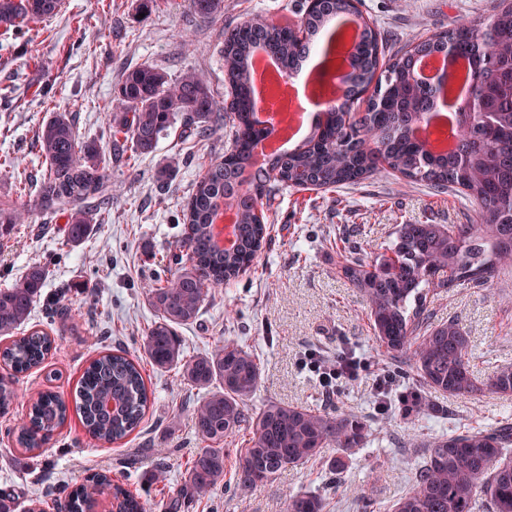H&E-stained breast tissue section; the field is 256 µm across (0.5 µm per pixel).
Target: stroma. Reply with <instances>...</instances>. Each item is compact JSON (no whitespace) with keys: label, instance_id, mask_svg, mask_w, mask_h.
<instances>
[{"label":"stroma","instance_id":"35a3bbf8","mask_svg":"<svg viewBox=\"0 0 512 512\" xmlns=\"http://www.w3.org/2000/svg\"><path fill=\"white\" fill-rule=\"evenodd\" d=\"M303 0H223L215 20L200 19L189 0H160L142 13L140 0H66L57 17L31 24L28 32L0 29V202L29 209L0 248V287L18 279L29 265H48L44 298L29 322L54 339L43 366L19 376L21 404L50 389L72 400L84 368L100 355L122 349L141 355L142 336L154 316L145 285L169 260L183 233L182 206L201 164L222 160L223 129L204 138L163 136L155 152H126L113 164L105 218L92 238L74 248L66 241L68 208L45 210L35 195L20 196V181L38 183L47 165L36 134L50 112L68 113L80 138L107 143L113 91L123 73L140 64L171 75L199 72L216 98L225 93L220 61L225 26L261 15L277 24L297 20ZM497 0H359L369 22L384 30L390 47L426 38L449 27L490 19ZM171 168L167 183L157 173ZM273 230L256 263L236 284L216 292L199 320L181 327L187 355L233 341L261 362L259 387L250 403L270 402L326 412H352L366 420L370 442L341 453L326 449L320 458L278 473L271 482L241 492L225 480L188 512H286L290 497L311 492L326 498L330 512H365L350 490L365 488L374 507H390L407 489L423 443L467 428L489 430L512 415V400L490 391L471 396L443 395L420 387L411 365L393 373L388 412L375 408L377 377L393 372L378 350L365 299L342 271L343 248L356 247L368 262L381 257L401 224H470L475 203L453 194L435 195L427 186L397 177L375 176L334 192L285 190L264 204ZM71 310L63 323L47 318V301ZM434 325L457 321L471 341L469 366L478 381L512 367V275L483 287L460 284L428 295ZM327 356L349 350L367 371L325 395L300 367L305 351ZM151 402L140 428L106 444L86 435L78 415L34 452L13 435L22 411L0 415V494H12L17 512L37 504L42 512H63L72 488L91 473L110 471L114 482L153 504L175 492L186 463L199 449L191 423L197 389L176 371L145 370ZM167 449L158 461L156 449ZM164 464L165 478L151 473ZM339 469L340 481L327 487L325 474Z\"/></svg>","mask_w":512,"mask_h":512}]
</instances>
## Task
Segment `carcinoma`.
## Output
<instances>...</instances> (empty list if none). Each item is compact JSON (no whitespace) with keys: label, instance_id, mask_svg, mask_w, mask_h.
Segmentation results:
<instances>
[{"label":"carcinoma","instance_id":"1","mask_svg":"<svg viewBox=\"0 0 512 512\" xmlns=\"http://www.w3.org/2000/svg\"><path fill=\"white\" fill-rule=\"evenodd\" d=\"M194 13L212 20L222 0H191ZM61 0H0V28L22 33L31 22L57 15ZM299 23L278 25L259 16L224 28L220 50L228 97L218 100L205 79L192 70L172 78L150 64L126 70L111 109L115 142L131 144L137 155L153 153L160 138L180 126L200 137L224 128V159L202 167L184 211L185 236L172 256L175 268L155 274L146 296L154 320L143 336V357L159 371L176 370L191 387L204 391L194 404L192 425L204 443L192 456L180 488L159 504L181 512L193 500L224 484L220 445L246 430L234 485L244 491L267 483L281 470L317 459L327 448L343 452L365 447L367 425L352 413H327L269 403L254 411L250 401L261 379L259 359L248 348L220 342L209 352L186 356L179 328L196 322L212 291L234 285L254 264L268 236L262 198L288 188L313 186L334 191L374 176L401 175L436 194L454 190L478 206L474 224H399L372 268L347 259L345 273L368 306V319L380 352L394 365L411 358L418 381L452 396L478 391L469 370L470 343L455 321L428 324L423 298L461 283L474 287L497 274H512V0H500L490 22L453 26L396 51L382 32L359 22L350 50V84L340 103L328 104L298 148L270 157L251 174L255 147L268 132L256 116L251 59L261 48L277 62L284 78L302 67L319 37L331 38V22L357 18L353 0L302 4ZM451 48L478 77L468 88L473 109L458 113L455 147L446 153L425 148L414 128L430 115L438 93L419 82L416 59ZM47 170L37 188L38 205H71L67 243L76 247L95 232L106 204L109 164L96 140H82L65 112H52L38 130ZM236 214L235 245L219 244L217 219ZM23 213L0 207V242L10 240ZM49 278L48 267L28 266L0 288V336L10 342L0 361L15 373L40 366L51 350L49 335L38 330L16 335L31 319ZM496 394L512 398V368L499 369L488 382ZM18 400L9 376H0V414ZM149 401L140 362L106 353L85 369L75 398L86 433L102 443L129 436L140 425ZM68 406L44 391L31 403L17 435L28 451L41 448L61 430ZM98 493L109 491L118 512H146L138 497L104 473L92 475ZM512 512V424L437 436L425 445L409 487L389 512ZM97 499L81 489L68 500V512H95ZM324 498L310 493L289 499L287 512H325Z\"/></svg>","mask_w":512,"mask_h":512}]
</instances>
